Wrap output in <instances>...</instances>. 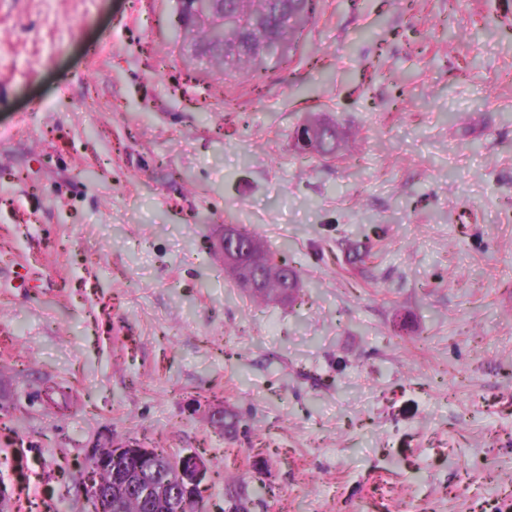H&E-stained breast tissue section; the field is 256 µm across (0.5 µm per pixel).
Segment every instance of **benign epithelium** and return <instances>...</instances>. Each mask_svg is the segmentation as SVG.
Returning <instances> with one entry per match:
<instances>
[{
    "instance_id": "7a95c632",
    "label": "benign epithelium",
    "mask_w": 512,
    "mask_h": 512,
    "mask_svg": "<svg viewBox=\"0 0 512 512\" xmlns=\"http://www.w3.org/2000/svg\"><path fill=\"white\" fill-rule=\"evenodd\" d=\"M331 127L318 122H307L296 131L299 148L307 152H323L328 145L327 133ZM214 256L224 265V271L240 287L251 293H263L275 302L288 301V292L270 287L279 283L288 287V266L265 247L249 241L244 231L236 224H219L211 237ZM154 453L137 443H111L95 447L86 454L87 494L91 512H112V494L135 490L144 499L165 500L170 496L183 497L199 504V485L203 462L196 454H187L171 461V473L167 478L154 479L131 485L128 488L112 489V466L123 461L146 464L153 460Z\"/></svg>"
}]
</instances>
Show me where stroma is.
Wrapping results in <instances>:
<instances>
[{
  "mask_svg": "<svg viewBox=\"0 0 512 512\" xmlns=\"http://www.w3.org/2000/svg\"><path fill=\"white\" fill-rule=\"evenodd\" d=\"M257 83L174 0H0V512H83L109 439L198 454L208 512H512V0H317ZM330 132L333 135L334 129L323 126L318 122H307L298 127L296 131V142L302 151L320 152L325 151L328 141L325 136ZM217 230L211 237L214 256L224 265V271L241 288L250 293H263L274 302H287L288 298V266L265 247L254 240L250 242L244 235L258 238L255 234L236 224H213ZM278 282L279 288H287L285 292L268 288Z\"/></svg>",
  "mask_w": 512,
  "mask_h": 512,
  "instance_id": "1",
  "label": "stroma"
}]
</instances>
